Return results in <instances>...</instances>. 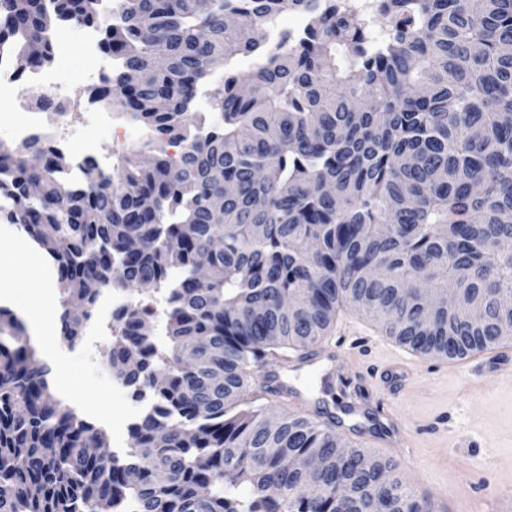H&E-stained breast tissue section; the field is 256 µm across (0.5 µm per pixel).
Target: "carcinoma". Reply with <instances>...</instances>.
Instances as JSON below:
<instances>
[{
	"instance_id": "obj_1",
	"label": "carcinoma",
	"mask_w": 512,
	"mask_h": 512,
	"mask_svg": "<svg viewBox=\"0 0 512 512\" xmlns=\"http://www.w3.org/2000/svg\"><path fill=\"white\" fill-rule=\"evenodd\" d=\"M286 10L310 25L254 37ZM61 22L99 32L115 65L89 97L151 156L67 187L64 154L21 143L0 196L53 259L69 345L114 281L163 292L165 343L153 308L115 314L106 364L153 393L120 459L0 307V512H418L398 463L262 407L252 369L308 357L347 304L426 355L512 339V0H0V47L48 68ZM421 283L461 292L428 318Z\"/></svg>"
}]
</instances>
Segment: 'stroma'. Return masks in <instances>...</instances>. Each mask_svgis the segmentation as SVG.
Here are the masks:
<instances>
[{
    "label": "stroma",
    "instance_id": "stroma-1",
    "mask_svg": "<svg viewBox=\"0 0 512 512\" xmlns=\"http://www.w3.org/2000/svg\"><path fill=\"white\" fill-rule=\"evenodd\" d=\"M57 35L66 48L55 62L60 77L73 91L87 94L100 74L83 52L81 30L64 26ZM42 122L65 127L78 143L95 139L118 160L131 150L89 108L65 116L46 112ZM49 260L39 247L0 238V283L10 287L19 306L38 305L42 266ZM52 344V352L40 351L36 357L51 367L53 380L65 383V402L105 430L111 449H127L129 426L143 405L105 366L111 336H86L71 346L56 333ZM322 350L323 357L314 363L273 360L265 366L284 392L270 397V406H282L287 415L315 414L326 398L328 376L350 378L368 398L342 415L338 435L397 461L401 475L423 496L425 512H436L434 502L441 496L453 502V512H495L497 494L512 491V381L493 376L484 353L456 360L425 356L386 336L350 306L338 311ZM402 365L408 378L391 384V372ZM378 423L402 424L404 443L395 446L388 435L375 434Z\"/></svg>",
    "mask_w": 512,
    "mask_h": 512
}]
</instances>
